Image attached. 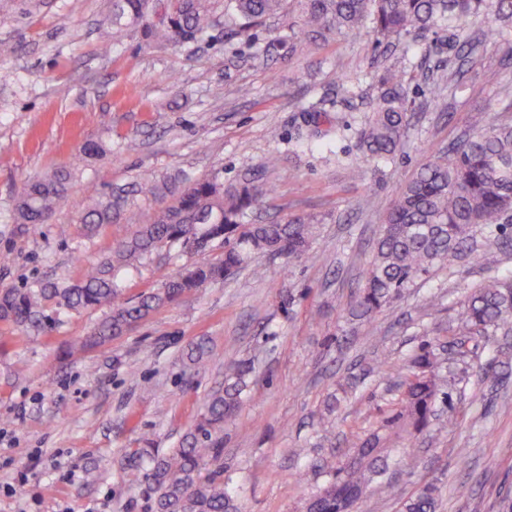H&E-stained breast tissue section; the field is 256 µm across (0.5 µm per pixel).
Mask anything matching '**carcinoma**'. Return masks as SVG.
I'll return each mask as SVG.
<instances>
[{
    "label": "carcinoma",
    "instance_id": "1",
    "mask_svg": "<svg viewBox=\"0 0 512 512\" xmlns=\"http://www.w3.org/2000/svg\"><path fill=\"white\" fill-rule=\"evenodd\" d=\"M480 15L489 16L488 29L502 37L512 28V0H110L101 31L104 51L109 52L130 29L147 44L182 46L216 28L227 39H248L272 19L282 22L278 41L291 50L338 40L367 25L387 45L410 34L446 29L448 45L459 46L466 61L479 53L483 41L464 35L459 22ZM409 108L404 74L384 71L372 115L359 133L363 163L394 158L407 133ZM277 163L274 155L262 169L228 186L215 178L147 176L130 191L96 192L78 216L84 232L93 235L105 224L125 223L137 225L134 234L113 244L75 283L34 282L1 289L0 321L21 332L48 333L60 309L109 307L108 316L72 345L85 352L122 335L154 310L235 275L255 254L292 258L305 253L314 238L312 219L295 216L270 224L248 220L269 195L265 172ZM72 178L73 169L57 167L28 179L17 197L14 220L39 230L52 220ZM143 193L170 201L154 211L149 223L139 225L132 196ZM483 228L512 241V124L491 125L477 112L469 120V131L429 156L382 217L348 314L371 319L417 280L450 264ZM207 240L221 244L219 258L190 266L135 301L123 297L120 271L167 248L185 251ZM511 328L512 280L494 277L468 297L459 331L463 336L488 335ZM209 352L208 339L201 337L183 355L197 364ZM441 370L442 360L431 344H423L414 370L404 377L401 410L387 425L416 432L429 427L438 402L448 401L438 384ZM248 374L241 363L226 367L224 389L210 395L205 412L178 447L165 452L150 446L129 453L128 465L147 467L146 476L156 486L154 512H240L224 487L220 460L224 423L244 403ZM385 441L378 431L359 440L356 453L315 495L318 512H337L336 496H356L386 472ZM436 505L437 488L427 485L403 501L402 512H435Z\"/></svg>",
    "mask_w": 512,
    "mask_h": 512
}]
</instances>
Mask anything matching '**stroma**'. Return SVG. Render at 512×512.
I'll list each match as a JSON object with an SVG mask.
<instances>
[{
	"instance_id": "obj_1",
	"label": "stroma",
	"mask_w": 512,
	"mask_h": 512,
	"mask_svg": "<svg viewBox=\"0 0 512 512\" xmlns=\"http://www.w3.org/2000/svg\"><path fill=\"white\" fill-rule=\"evenodd\" d=\"M108 0H0V289L77 280L130 224L84 237L74 218L86 182L120 189L142 175L240 179L268 171L270 198L253 221L305 215L316 222L294 260L253 256L233 279L152 312L125 335L86 353L72 345L106 308L61 313L54 331L24 333L0 322V512H150L154 487L128 451L177 446L228 364L250 366L249 391L224 425V481L242 512H303L305 501L355 453L359 438L399 407L402 376L423 343L449 356L443 388L451 424L396 439L385 480L358 512H400L423 486L437 512H502L512 500V335L473 336L454 354L458 315L473 289L512 275V247L478 231L473 251L406 289L373 319L347 314L379 231V218L427 156L455 142L470 112L512 123V57L489 37L476 61L427 37L395 47L368 31L289 52L277 22L250 41L216 29L185 47L144 45L127 34L99 51ZM407 74L412 118L396 155L348 169L376 98L382 68ZM321 110L320 136L303 137ZM123 143L78 161L88 143ZM77 164L66 200L39 233L15 223L24 182ZM178 248L122 274L126 297L161 288L202 262ZM435 300L436 311L424 304ZM210 341L189 364L184 347ZM470 463L460 467L459 449Z\"/></svg>"
}]
</instances>
